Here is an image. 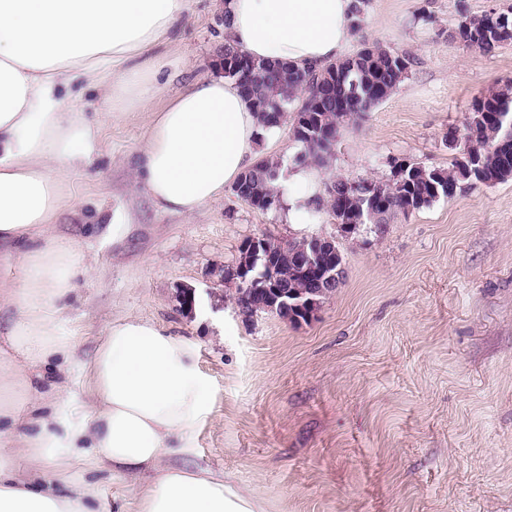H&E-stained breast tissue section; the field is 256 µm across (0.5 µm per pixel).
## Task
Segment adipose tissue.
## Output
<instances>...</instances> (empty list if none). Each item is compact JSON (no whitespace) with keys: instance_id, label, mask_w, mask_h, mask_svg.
<instances>
[{"instance_id":"obj_1","label":"adipose tissue","mask_w":512,"mask_h":512,"mask_svg":"<svg viewBox=\"0 0 512 512\" xmlns=\"http://www.w3.org/2000/svg\"><path fill=\"white\" fill-rule=\"evenodd\" d=\"M354 0H222L224 39L257 60L299 67L340 59L353 40ZM192 0H0V265L19 266L0 281L13 306L15 364H0V427L38 464H86L144 476L139 512H264L229 476L170 464L191 446L209 410L190 341L137 318L113 321L90 364V398L65 386L56 412L31 417L39 367L68 356L73 338L60 322L65 303L92 269L50 229L72 202L68 177L100 145L83 91L98 87L106 114L148 116L137 182L162 212L192 215L221 199L259 159L251 99L233 78L212 76L155 101L170 65L159 46L171 39ZM321 173L296 167L277 195L286 223L309 224L323 198ZM94 489L16 479L0 461V512H94Z\"/></svg>"}]
</instances>
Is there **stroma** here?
<instances>
[{"instance_id":"stroma-1","label":"stroma","mask_w":512,"mask_h":512,"mask_svg":"<svg viewBox=\"0 0 512 512\" xmlns=\"http://www.w3.org/2000/svg\"><path fill=\"white\" fill-rule=\"evenodd\" d=\"M512 0H370L351 42L410 59L386 100L343 128L324 180H388L394 163L445 168L475 99L512 80V42L486 53L453 33L465 15ZM216 0H196L168 51L173 94L215 74L223 53ZM147 116L102 119V146L72 178V207L51 230L92 265L70 298L74 349L62 381L89 392V367L112 320L151 321L196 347L209 411L174 462L229 474L266 512H512V179L475 183L398 215L384 235L340 240L343 279L309 321L240 316L224 266L253 237L336 235L332 213L286 224L225 189L183 216L159 212L134 182ZM133 217L120 236L115 205ZM195 288L194 313L179 304ZM93 485L98 512H137L141 480L99 468L55 478Z\"/></svg>"}]
</instances>
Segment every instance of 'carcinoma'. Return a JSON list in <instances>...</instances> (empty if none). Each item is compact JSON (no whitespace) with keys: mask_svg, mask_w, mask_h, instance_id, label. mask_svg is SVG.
<instances>
[{"mask_svg":"<svg viewBox=\"0 0 512 512\" xmlns=\"http://www.w3.org/2000/svg\"><path fill=\"white\" fill-rule=\"evenodd\" d=\"M507 33L486 38V16H467L458 24L455 36L464 43L473 42L475 48L491 52L500 45L512 41V13H502ZM371 48L377 53V63L353 53L358 61V70L345 76L336 75L329 81L326 74L330 66L321 70L299 69L288 66V72L280 73L268 66L266 61L251 60L245 92L253 99L258 119L264 127H278L290 112H307L312 103L320 105L321 124L310 136H297L300 146L296 162L308 165L325 162L331 154L341 127L356 122L363 113L371 111L381 103L373 93V82L385 87V95H391L408 76V56L394 52L373 42ZM471 117L476 120L477 135H466L457 145L458 155L446 169L427 168L418 164L398 165L403 174L389 181L355 180L344 177L334 179L327 187L326 208L333 211L336 197L345 198L346 208L354 215L366 211L369 194L376 192L383 207L368 229L374 233L385 232L386 225L399 214L427 207L442 197L450 198L457 189L472 182L465 176L461 159L476 153L482 167V183L496 184L506 180L512 168V82L490 89L483 97L474 101ZM282 179L281 163L263 158L241 177L234 187L237 196L253 203H265L273 207L278 202L276 184ZM277 274L290 288H305L302 279L285 252L279 257Z\"/></svg>","mask_w":512,"mask_h":512,"instance_id":"carcinoma-1","label":"carcinoma"}]
</instances>
